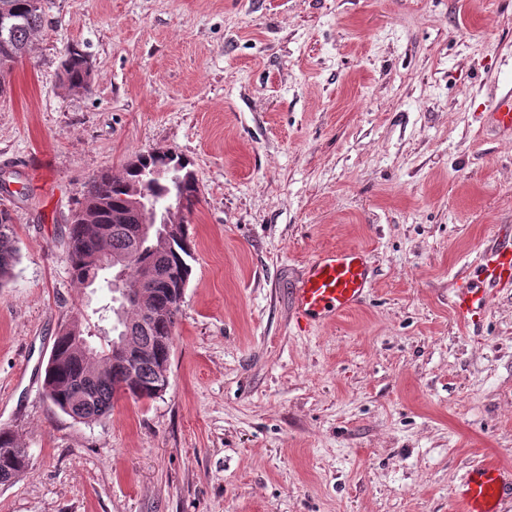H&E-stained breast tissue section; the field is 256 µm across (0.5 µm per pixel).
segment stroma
I'll list each match as a JSON object with an SVG mask.
<instances>
[{
	"instance_id": "1",
	"label": "stroma",
	"mask_w": 512,
	"mask_h": 512,
	"mask_svg": "<svg viewBox=\"0 0 512 512\" xmlns=\"http://www.w3.org/2000/svg\"><path fill=\"white\" fill-rule=\"evenodd\" d=\"M0 98V428L29 464L0 512H462L475 464L512 468V289L480 321L455 282L512 225V0H42ZM90 88L60 78L67 48ZM189 160L195 247L161 397L73 420L43 393L60 329L111 294L71 276L92 175ZM365 250L366 304L297 321L325 249ZM484 125L488 131L500 138H512V90L492 101L486 112ZM19 260L16 233L8 209H0V288L7 285L14 276Z\"/></svg>"
}]
</instances>
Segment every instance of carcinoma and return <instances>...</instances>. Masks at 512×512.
<instances>
[{
	"label": "carcinoma",
	"instance_id": "obj_1",
	"mask_svg": "<svg viewBox=\"0 0 512 512\" xmlns=\"http://www.w3.org/2000/svg\"><path fill=\"white\" fill-rule=\"evenodd\" d=\"M41 0H0V76L9 73L26 54L32 35L42 26ZM88 64L76 48L61 60V79L72 87L90 86ZM190 162L179 157L165 161L150 158L137 167L125 166L119 175L93 176L84 190L83 205H93L98 223L85 222L84 210L75 213L68 229L66 261L80 284L100 276L97 260L112 253L128 254L124 280L134 286L146 268L159 276L154 287L151 314L135 315L131 335L150 344L152 355L141 366L137 381L126 382L120 366L112 364L111 350H99L84 333H59L53 346L55 357L45 370L43 389L59 410L81 422L96 421L112 411V403L123 393L136 400H152L159 391L157 368L170 359L174 331L182 297L194 259L188 233L162 250L150 243L136 245L141 215L133 206V190L144 189L156 203L171 196L184 198L187 209L198 199V184ZM19 260L16 233L9 210L0 209V288L14 276ZM28 467L27 450L14 435L0 430V485L19 478Z\"/></svg>",
	"mask_w": 512,
	"mask_h": 512
}]
</instances>
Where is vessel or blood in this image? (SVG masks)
I'll list each match as a JSON object with an SVG mask.
<instances>
[{"instance_id": "vessel-or-blood-1", "label": "vessel or blood", "mask_w": 512, "mask_h": 512, "mask_svg": "<svg viewBox=\"0 0 512 512\" xmlns=\"http://www.w3.org/2000/svg\"><path fill=\"white\" fill-rule=\"evenodd\" d=\"M484 125L503 138H512V90L492 101ZM369 265L364 251L345 248L326 251L311 260L292 294L297 319L325 322L359 307L369 291ZM455 312L476 321L486 307L492 288H512V226L500 227L493 248L475 275L455 283ZM512 496V474L482 464L471 468L456 497L463 512H499L505 496Z\"/></svg>"}]
</instances>
